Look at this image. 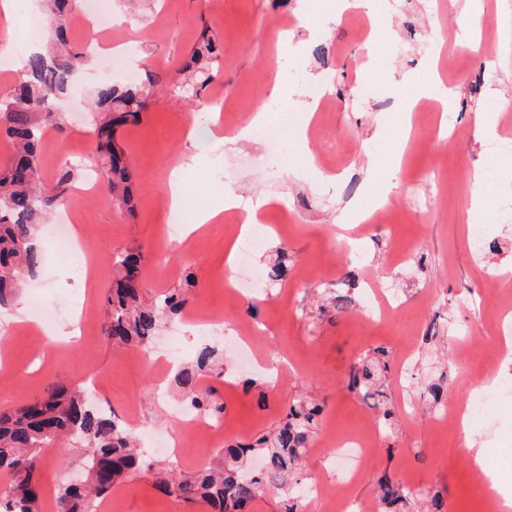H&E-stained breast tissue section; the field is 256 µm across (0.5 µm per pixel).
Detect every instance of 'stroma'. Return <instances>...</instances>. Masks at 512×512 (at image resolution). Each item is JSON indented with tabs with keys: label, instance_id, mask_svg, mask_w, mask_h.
<instances>
[{
	"label": "stroma",
	"instance_id": "35a3bbf8",
	"mask_svg": "<svg viewBox=\"0 0 512 512\" xmlns=\"http://www.w3.org/2000/svg\"><path fill=\"white\" fill-rule=\"evenodd\" d=\"M389 0V22L395 40L383 41L361 9L338 11L336 0H112L119 27L94 26L71 14L66 36L82 46L89 36L110 42L125 39L136 48L138 75L158 72L166 79L155 91L140 122L118 127L117 144L135 165L133 213L113 208L102 184L92 195H80L94 155V136L87 102L106 77L92 64L80 77L76 94L57 108L65 132L47 129L43 141L46 182L62 165L73 166V189L58 212L41 225L43 263L9 305L0 308V412L42 396L54 382L104 376L101 407L115 413L137 436L146 468L115 485L109 495L114 512H209L162 493L158 480L168 468L190 474L216 459L212 448H190L180 459L152 450L151 439H187L172 411L180 392L168 356L176 345L182 360L195 357L202 340L185 323L162 331L142 359L138 348L113 349L103 333L105 301L112 283L115 252L140 249L145 257L143 290L157 294L188 289L191 314L223 318L225 328L246 327L256 355L280 354L270 371H238L234 350H224V376L202 378L224 404V441L254 439L275 428L291 404L320 400L323 419L335 434L369 436L371 447L351 482H343L336 445L318 427L301 463L294 494L302 512H334V491L364 512H377L375 485L390 475L415 489L439 494L445 512H484L488 492L472 459L484 449L486 462L500 475L502 490L512 495V403L490 410L478 430L442 424L437 412L423 405L424 384L445 375L447 404L464 408L478 383L493 371L512 372V360L501 338L484 328L486 312L512 315V279L491 276L490 268L512 270V223L484 225L483 250L470 243L475 212L466 197L471 177L481 168L489 134L475 124L487 101H512V50H497L498 19L505 0ZM482 29L481 49L472 52L466 35ZM221 47L214 80L193 102L175 92L182 64L202 35ZM373 63V96L359 88ZM436 63L452 97L447 111L431 100L418 102L417 125L400 165H393L380 142L401 133L399 95L410 77ZM300 69L310 83L323 84L328 102L316 111L309 150L327 158L329 174L309 175L304 165L279 170L264 164L266 141L249 139L231 150H191L186 130L210 123L223 111V126L248 121L270 92L276 72ZM376 155L380 175H393L397 185L386 226L364 224L352 204L370 207L375 186L365 175L368 155ZM224 160L222 178L201 180L209 159ZM185 174L184 185L200 205L219 203L223 188L243 204L261 206L268 235L253 251L250 263L265 269V256L288 251V275L280 284L263 285L245 294L227 287L229 247L240 246V225L208 224L185 238L170 233L172 214L166 187L173 171ZM70 215L81 234L86 267L62 262L48 230L61 215ZM408 248L395 262L387 244ZM358 278L383 280L400 298V310L386 317L371 315L360 288L345 285L347 271ZM350 296V309L318 319L311 310L325 289ZM59 311L45 325L36 304ZM441 343H423L425 334ZM387 353L388 391L395 412L394 431H377L375 412L348 386V368L359 355ZM38 484L45 512H52L56 490L65 475L82 478L80 443L57 442L41 452ZM321 485L326 495L315 501L305 486Z\"/></svg>",
	"mask_w": 512,
	"mask_h": 512
}]
</instances>
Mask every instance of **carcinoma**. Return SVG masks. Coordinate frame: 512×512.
Returning <instances> with one entry per match:
<instances>
[{
  "label": "carcinoma",
  "mask_w": 512,
  "mask_h": 512,
  "mask_svg": "<svg viewBox=\"0 0 512 512\" xmlns=\"http://www.w3.org/2000/svg\"><path fill=\"white\" fill-rule=\"evenodd\" d=\"M41 16L50 43L30 51L22 59L19 79L12 89L0 93V138L11 149L8 164L0 169V305L18 291L22 279L34 275L42 262L35 243L37 229L48 214L65 202L72 181L68 170L53 184L44 182L41 150L45 128L65 126L52 103L76 89L77 75L95 54L96 42L88 40L81 48L70 46L63 26L57 24L64 9L76 8L81 0H42ZM216 41L203 35L184 61L182 70L189 81L179 86L180 93H195L214 79L211 60L217 52ZM163 85L157 73H148L138 82H104L94 92V129L98 172L104 180L107 198L128 213L133 212L135 173L132 164L114 140L115 128L137 121L146 112L154 88ZM143 255L125 252L116 256V276L106 297L104 333L118 344L147 348L167 320L183 315L187 298L175 288L149 301L142 294L139 277ZM351 298L345 295L325 297L318 305L319 315L344 308ZM217 357V348L202 346L194 359L181 366L177 383L182 401L207 416L220 417L224 403L215 391L199 386ZM383 350L356 358L350 367L351 388L362 393L380 409L379 427L391 429L393 412L385 390L387 363ZM91 393L80 384L64 386L52 383L43 397L9 412H0V474L11 477L0 491L3 512H41L42 496L36 480L40 453L48 444L77 441L86 445V471L82 483L60 484L56 512H92L99 499L112 487L139 468L134 438L114 417L90 402ZM324 406L299 402L288 408L273 432L250 443L226 446L221 462L208 464L191 477L166 474L159 480L168 496L188 503L210 506L214 512H239L266 488L282 491L297 470L306 448L310 447ZM264 451L265 465L257 475H247L239 462L249 453ZM378 500L382 512H411L410 505L424 494L430 497L433 512H443V502L426 491H415L388 477L378 481Z\"/></svg>",
  "instance_id": "obj_1"
}]
</instances>
